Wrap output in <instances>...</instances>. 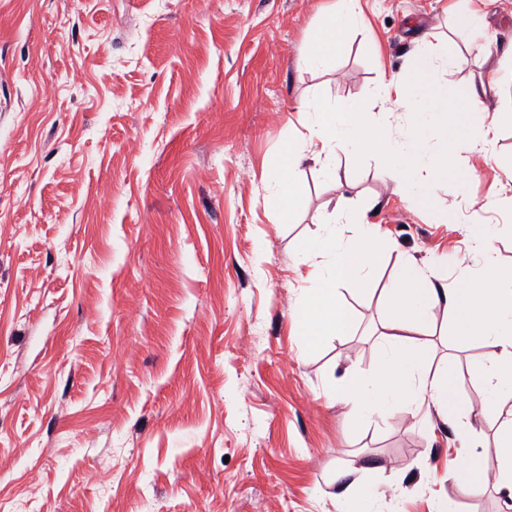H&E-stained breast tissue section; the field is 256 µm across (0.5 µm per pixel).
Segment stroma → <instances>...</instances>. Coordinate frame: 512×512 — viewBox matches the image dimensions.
Wrapping results in <instances>:
<instances>
[{
	"label": "stroma",
	"mask_w": 512,
	"mask_h": 512,
	"mask_svg": "<svg viewBox=\"0 0 512 512\" xmlns=\"http://www.w3.org/2000/svg\"><path fill=\"white\" fill-rule=\"evenodd\" d=\"M335 0H0V512H341L345 470L378 483L375 512H504L448 477L456 430L400 403L349 414L344 366L382 349V288L407 259L449 287L479 270L482 227L512 266V80L489 90L488 155L465 190L430 184L411 205L383 164L337 154L340 180L305 161L279 222L268 179L303 142L299 104L402 78L424 43L489 55L441 70L456 99L512 64V0H360L335 64L303 63ZM348 198L392 247L360 289L353 328L309 347L295 309L315 288L301 241ZM455 215L442 223L443 211ZM338 224V223H337ZM420 337L435 365L486 352L481 337Z\"/></svg>",
	"instance_id": "35a3bbf8"
}]
</instances>
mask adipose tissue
Returning a JSON list of instances; mask_svg holds the SVG:
<instances>
[{
	"label": "adipose tissue",
	"instance_id": "1",
	"mask_svg": "<svg viewBox=\"0 0 512 512\" xmlns=\"http://www.w3.org/2000/svg\"><path fill=\"white\" fill-rule=\"evenodd\" d=\"M363 22L359 0H339V7L315 36L313 48L303 63L311 69L326 68L342 52L345 43ZM473 39L452 55L415 51L406 59V79L389 81L357 99L336 104L315 96L298 107V118L308 131L305 143L288 145L280 154L270 177L271 197L280 221H288L298 202L301 185L296 172L304 160L319 164L323 176L337 180L329 160L336 152L359 159L377 153L392 169L400 172L413 189L411 203L421 202L425 181L454 178L456 158L463 152H479L483 146L469 139L465 126L471 116L486 113L485 88L472 86L465 101L448 96L439 69L459 65L466 55L484 52L483 16L472 10L464 18ZM400 110L416 120L402 139L391 136L384 125L371 121L374 109ZM438 139L435 151H428L430 139ZM485 262L478 275L461 269L462 285L448 287L433 268H420L413 261L400 265L386 290L387 319L379 340L382 359L368 370L345 368L334 397L358 415H383L393 399L404 400L420 409L433 410L445 424H457L464 414L463 403L449 392L458 372L433 369L430 345L419 335L437 317H445L449 336L482 337L488 347L483 359L469 365L479 377L481 390L493 392L512 383V269H504L493 257L486 233L476 235ZM387 248L378 225L370 224L355 237L343 238L337 226H329L317 239L299 248L301 263L321 258L319 284L297 308L302 333L310 343L346 335L352 328L350 313L337 289L338 284L361 281L380 264ZM494 460L479 459L465 464L449 460L448 471L461 484L473 487L492 482L497 493L512 500V411L503 419L496 439Z\"/></svg>",
	"mask_w": 512,
	"mask_h": 512
}]
</instances>
